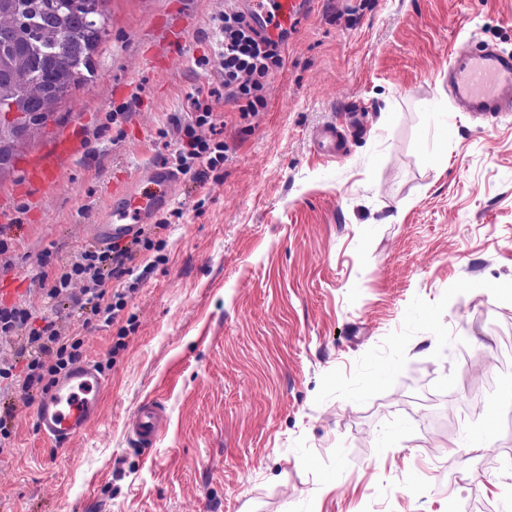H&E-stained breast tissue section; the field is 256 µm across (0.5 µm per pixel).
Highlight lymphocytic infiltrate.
I'll return each mask as SVG.
<instances>
[{"label": "lymphocytic infiltrate", "instance_id": "obj_1", "mask_svg": "<svg viewBox=\"0 0 512 512\" xmlns=\"http://www.w3.org/2000/svg\"><path fill=\"white\" fill-rule=\"evenodd\" d=\"M214 30L225 97L234 100L242 112L261 111L265 107L263 80L283 65L279 41L259 33L243 13L233 9L215 17ZM213 112L212 104L197 103L181 124L173 155L179 172H191L201 179L223 164V141L202 134L204 127L212 126ZM153 247L152 240L141 234L126 243H113L104 251H84L55 277L43 274L39 280L49 298L71 296L82 326L97 322L109 327L116 324L139 283L164 262V255L159 254L152 261L137 263V256ZM76 282L82 288L74 296L70 290ZM20 330L27 336V364L19 371L11 365L0 367V383L17 386L28 394L44 393L82 358L78 333L65 331L53 318L33 316L26 308L1 306L0 334L8 336Z\"/></svg>", "mask_w": 512, "mask_h": 512}]
</instances>
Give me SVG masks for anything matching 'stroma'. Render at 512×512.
<instances>
[{
	"mask_svg": "<svg viewBox=\"0 0 512 512\" xmlns=\"http://www.w3.org/2000/svg\"><path fill=\"white\" fill-rule=\"evenodd\" d=\"M242 7L109 0L94 73L31 148L77 128L81 153L39 210L0 185L22 226L0 235V305L79 329L40 273L91 248L113 183L170 165L179 121L214 97L226 160L184 175L180 217L151 225L167 260L129 300L125 348L117 327L80 329L84 358L111 364L97 418L61 450L24 392L0 391V512H512V466L471 449L484 422L422 432L404 415L483 379L512 388L493 361L512 345V115L472 118L448 87L468 48L512 55V0H316L246 117L209 63L214 17ZM328 122L344 157L314 145ZM147 402L165 414L148 448L130 433Z\"/></svg>",
	"mask_w": 512,
	"mask_h": 512,
	"instance_id": "stroma-1",
	"label": "stroma"
}]
</instances>
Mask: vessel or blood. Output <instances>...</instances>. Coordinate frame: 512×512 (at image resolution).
Masks as SVG:
<instances>
[{
    "label": "vessel or blood",
    "instance_id": "obj_1",
    "mask_svg": "<svg viewBox=\"0 0 512 512\" xmlns=\"http://www.w3.org/2000/svg\"><path fill=\"white\" fill-rule=\"evenodd\" d=\"M248 13L268 28L289 26L309 9V0H245ZM451 94L471 115L497 119L512 112V58L484 49L464 56L450 70ZM318 149L336 156L342 151L334 126L318 129ZM82 139L66 130L58 134L23 167L22 189L31 207H40L43 194L53 188L62 163L79 153ZM177 173L165 166L150 165L135 178L112 187V200L105 217L94 228L97 244L131 239L170 201ZM104 376L95 364L86 362L62 375L55 387L43 395L36 418L44 435L66 442L83 434L97 417ZM164 427L161 409L143 404L133 421L132 434L143 446L156 441Z\"/></svg>",
    "mask_w": 512,
    "mask_h": 512
}]
</instances>
